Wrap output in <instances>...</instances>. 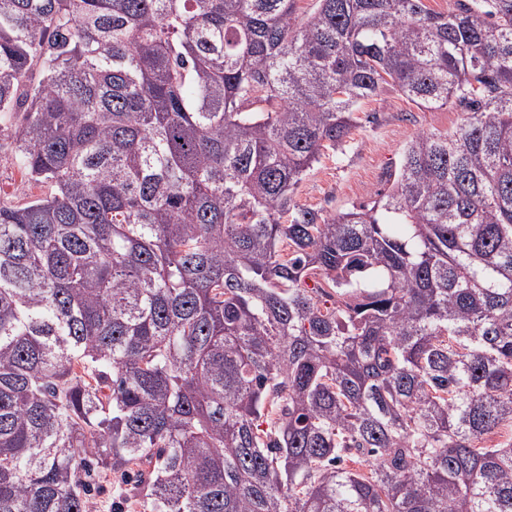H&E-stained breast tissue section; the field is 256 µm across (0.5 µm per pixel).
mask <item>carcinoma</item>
<instances>
[{
	"label": "carcinoma",
	"instance_id": "1",
	"mask_svg": "<svg viewBox=\"0 0 512 512\" xmlns=\"http://www.w3.org/2000/svg\"><path fill=\"white\" fill-rule=\"evenodd\" d=\"M385 85L463 121L299 205ZM0 117V512H512V0H0ZM15 125L0 120V201L39 195L44 189L27 180L20 168L13 163ZM95 476L97 491L91 494L90 502L93 507L91 512H113L118 509L123 512H150V506L142 498L118 499L116 491L126 488V478L121 472L110 469H97Z\"/></svg>",
	"mask_w": 512,
	"mask_h": 512
}]
</instances>
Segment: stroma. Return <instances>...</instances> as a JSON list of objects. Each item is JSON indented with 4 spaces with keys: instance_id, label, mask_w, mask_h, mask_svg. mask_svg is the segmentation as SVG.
<instances>
[{
    "instance_id": "1",
    "label": "stroma",
    "mask_w": 512,
    "mask_h": 512,
    "mask_svg": "<svg viewBox=\"0 0 512 512\" xmlns=\"http://www.w3.org/2000/svg\"><path fill=\"white\" fill-rule=\"evenodd\" d=\"M358 125L343 150L326 152L296 191L299 204L338 212L374 201L389 187V175L398 167L406 142L422 130L454 131L462 114L452 107L425 111L391 87L362 100L357 106ZM15 127L0 121V201H16L40 194L14 164ZM91 495L93 512H150L140 498L121 499L125 487L120 472L103 469L97 474Z\"/></svg>"
}]
</instances>
